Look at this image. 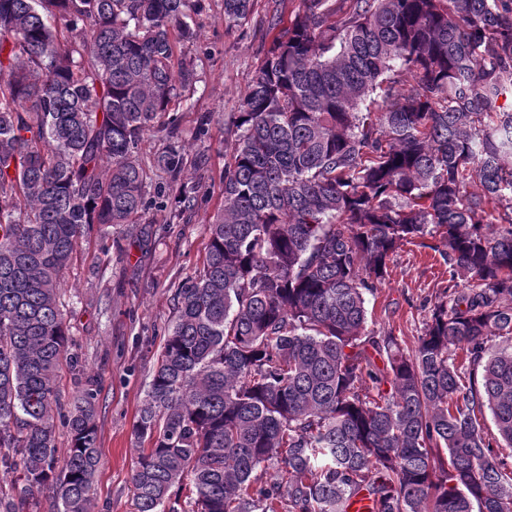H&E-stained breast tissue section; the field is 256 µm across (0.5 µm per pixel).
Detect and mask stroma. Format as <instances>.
<instances>
[{"instance_id": "obj_1", "label": "stroma", "mask_w": 512, "mask_h": 512, "mask_svg": "<svg viewBox=\"0 0 512 512\" xmlns=\"http://www.w3.org/2000/svg\"><path fill=\"white\" fill-rule=\"evenodd\" d=\"M202 3L192 16V39L176 48L177 57L190 60L196 71L177 112L183 176L198 187L195 204L182 219L167 222L156 203L171 197L169 180L155 177L149 189L153 207L137 223L111 228L110 256H103L99 239L84 243L62 285L71 351L79 357L78 369L63 373L62 398L71 399L81 376L94 377L100 386L95 512H134L130 474L138 442L133 426L161 351L160 331L172 316L177 284L202 266L205 226L223 199L224 163L237 140L233 114L271 44L272 10L280 8L282 20H289L299 0H254L250 17L232 29L224 24V0ZM203 115L210 121L202 135L198 119ZM447 283L448 269L437 253L403 247L385 285L369 300V329L393 332L403 347L414 349L428 317L426 303Z\"/></svg>"}]
</instances>
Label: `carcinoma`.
<instances>
[{
	"label": "carcinoma",
	"instance_id": "cac0c4a2",
	"mask_svg": "<svg viewBox=\"0 0 512 512\" xmlns=\"http://www.w3.org/2000/svg\"><path fill=\"white\" fill-rule=\"evenodd\" d=\"M201 8L0 0V512L47 488L94 512L100 388L58 399L62 281L94 227L145 210L139 144L196 82L176 44ZM271 29L134 425L135 512H512V0H300ZM165 131L174 221L197 187ZM408 244L448 266L411 351L367 308Z\"/></svg>",
	"mask_w": 512,
	"mask_h": 512
}]
</instances>
